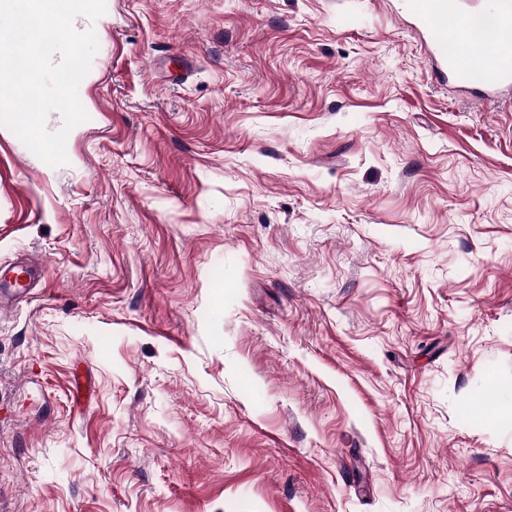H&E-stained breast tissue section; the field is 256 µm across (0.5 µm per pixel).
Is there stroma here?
I'll use <instances>...</instances> for the list:
<instances>
[{
  "instance_id": "stroma-1",
  "label": "stroma",
  "mask_w": 512,
  "mask_h": 512,
  "mask_svg": "<svg viewBox=\"0 0 512 512\" xmlns=\"http://www.w3.org/2000/svg\"><path fill=\"white\" fill-rule=\"evenodd\" d=\"M74 27L66 164L0 125V512H512V110L407 0ZM39 267L20 261L0 264V312H10L11 299L26 296L39 276Z\"/></svg>"
}]
</instances>
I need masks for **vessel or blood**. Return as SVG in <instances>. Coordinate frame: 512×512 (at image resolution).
Wrapping results in <instances>:
<instances>
[{
    "mask_svg": "<svg viewBox=\"0 0 512 512\" xmlns=\"http://www.w3.org/2000/svg\"><path fill=\"white\" fill-rule=\"evenodd\" d=\"M410 12L427 36L433 71L442 83L468 95L512 101V54L504 52L489 64L463 62L448 52L449 42H474V19L491 20L502 42H512V0H410ZM39 275L38 266L20 261L0 264V312H8L11 299L28 294Z\"/></svg>",
    "mask_w": 512,
    "mask_h": 512,
    "instance_id": "obj_1",
    "label": "vessel or blood"
}]
</instances>
